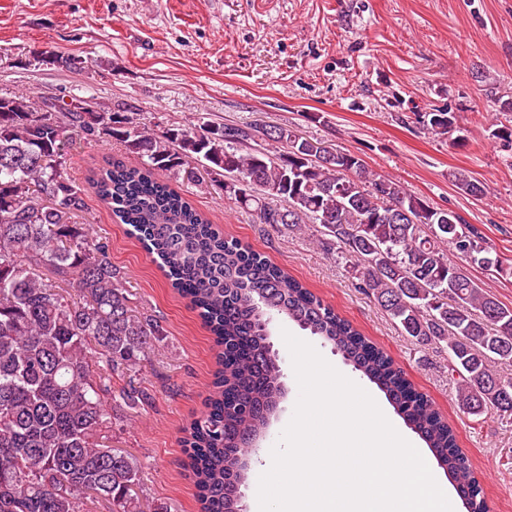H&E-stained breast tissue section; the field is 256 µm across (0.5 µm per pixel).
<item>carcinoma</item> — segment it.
Here are the masks:
<instances>
[{
    "label": "carcinoma",
    "mask_w": 512,
    "mask_h": 512,
    "mask_svg": "<svg viewBox=\"0 0 512 512\" xmlns=\"http://www.w3.org/2000/svg\"><path fill=\"white\" fill-rule=\"evenodd\" d=\"M45 105L24 93L0 97V512H83L91 497L108 512H168L162 503L144 510L135 492L140 462L106 445L114 412L136 409L141 397L112 393L99 363L125 376L149 357L160 327L135 314L107 245L75 221L86 206L65 173L75 135L88 143L115 137L138 155L140 165L108 161L89 181L112 218L157 257L219 347L205 412L183 440L200 512H240L249 441L265 432L285 395L262 327L275 316L332 345L431 449L467 512H487L454 431L392 358L300 281L224 238L157 173L197 183L204 174L222 177L259 224L322 227L326 246L362 267L360 287L406 335L448 346V375L468 413L482 415L479 397L495 388L508 399L492 404L511 416L512 377L495 365L512 364V308L453 260L500 269L471 225L372 172L357 155L285 125L158 135L126 112L81 100L53 112ZM454 124L449 112L427 114L437 135Z\"/></svg>",
    "instance_id": "cac0c4a2"
}]
</instances>
